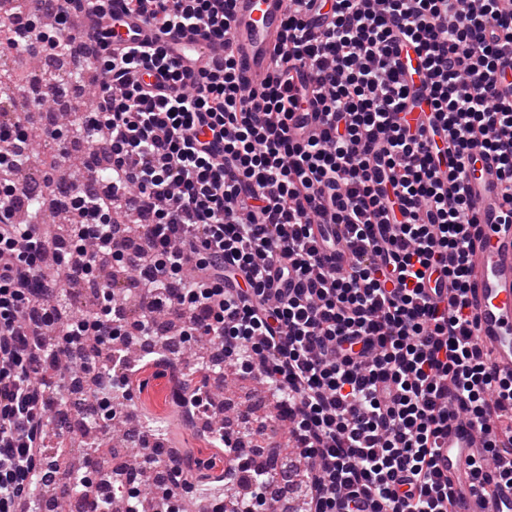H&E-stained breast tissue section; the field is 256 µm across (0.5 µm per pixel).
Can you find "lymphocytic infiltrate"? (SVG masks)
Here are the masks:
<instances>
[{
  "instance_id": "lymphocytic-infiltrate-1",
  "label": "lymphocytic infiltrate",
  "mask_w": 512,
  "mask_h": 512,
  "mask_svg": "<svg viewBox=\"0 0 512 512\" xmlns=\"http://www.w3.org/2000/svg\"><path fill=\"white\" fill-rule=\"evenodd\" d=\"M112 2L29 0L25 26L0 45L10 60L0 68V512H18L43 465L35 330L70 305L42 275L51 261L74 281L100 278L107 263L136 279L134 329L100 312L115 302L106 283L98 309L55 343L111 352L93 392L110 419L144 370L128 346L160 315L181 322L166 344L208 338L203 365L264 386L299 466L281 475L250 459L273 419L247 433L211 421L204 434L227 467L208 512H268L294 483L306 512H457L438 450L460 416L482 435L475 485L496 497L512 483L498 463L512 449V374L492 371L464 299L478 222L465 174L497 164L511 224L512 0H288L286 36L257 89L232 54L188 70L162 41L190 26L223 43L232 0ZM136 16L141 39L113 46L115 24ZM37 45L78 48L95 70L77 132L94 164L69 184L60 240L18 220L34 192L13 173L37 123L17 121L15 90ZM408 46L424 61L419 92L403 76ZM143 70L157 81L142 83ZM422 96L429 114L409 125ZM77 133L43 131L61 147ZM430 275L459 299L430 297ZM139 432L142 465L169 476L153 498L176 512L188 456L160 430Z\"/></svg>"
}]
</instances>
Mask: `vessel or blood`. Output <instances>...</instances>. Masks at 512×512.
<instances>
[{
  "instance_id": "1",
  "label": "vessel or blood",
  "mask_w": 512,
  "mask_h": 512,
  "mask_svg": "<svg viewBox=\"0 0 512 512\" xmlns=\"http://www.w3.org/2000/svg\"><path fill=\"white\" fill-rule=\"evenodd\" d=\"M287 0H234L228 39L247 82L260 84L269 72V54L285 36ZM167 44L185 57L204 63L216 46L191 29L167 37ZM471 200L479 217L478 241L469 257L468 298L476 315L479 343L490 351L491 367L512 374V223H501L505 207L493 168L479 165L468 171ZM481 448L477 429L466 420L448 422V440L439 451L443 472L453 480L459 512H512V487L488 499L473 485L468 461Z\"/></svg>"
}]
</instances>
